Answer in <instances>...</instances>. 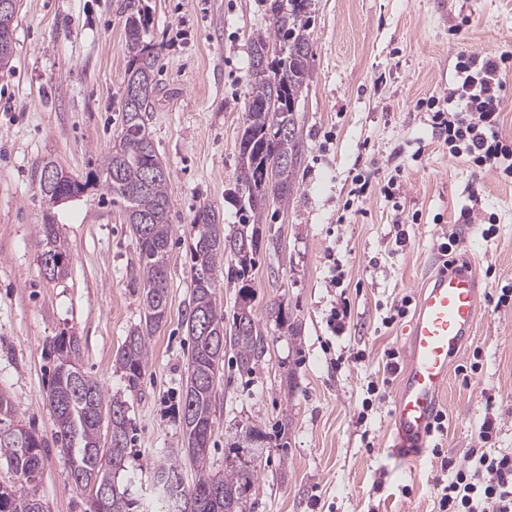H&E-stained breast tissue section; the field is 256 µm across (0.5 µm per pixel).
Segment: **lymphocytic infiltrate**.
Returning a JSON list of instances; mask_svg holds the SVG:
<instances>
[{"instance_id": "1", "label": "lymphocytic infiltrate", "mask_w": 512, "mask_h": 512, "mask_svg": "<svg viewBox=\"0 0 512 512\" xmlns=\"http://www.w3.org/2000/svg\"><path fill=\"white\" fill-rule=\"evenodd\" d=\"M511 71V51L457 52L451 87L425 102L432 132L451 156L504 180H512V137L502 133L500 115ZM441 465L451 476L438 488V512H512V452L474 448L465 464Z\"/></svg>"}]
</instances>
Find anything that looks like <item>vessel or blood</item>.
<instances>
[{
	"label": "vessel or blood",
	"instance_id": "1",
	"mask_svg": "<svg viewBox=\"0 0 512 512\" xmlns=\"http://www.w3.org/2000/svg\"><path fill=\"white\" fill-rule=\"evenodd\" d=\"M480 313L479 281L467 263L439 271L421 287L404 330L406 365L395 400L390 450L399 460L413 461L426 448L452 362L474 336Z\"/></svg>",
	"mask_w": 512,
	"mask_h": 512
}]
</instances>
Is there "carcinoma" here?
<instances>
[{"mask_svg": "<svg viewBox=\"0 0 512 512\" xmlns=\"http://www.w3.org/2000/svg\"><path fill=\"white\" fill-rule=\"evenodd\" d=\"M310 0H270L273 31L250 41V92L240 136L239 174L235 193L241 195L242 221L230 232L216 223L215 212L203 206L191 220L190 248L193 291L185 315L192 352L187 363L178 419L184 447L196 466L195 480L187 484L172 462L157 465L156 482L167 480L163 495L166 512H243L257 480L253 449L265 446L268 436L251 427L231 443L245 460L228 461L224 474L213 473L207 454L213 433V400L224 364V342L236 351L239 365L251 371L266 352V338L256 321L252 286L248 283L259 260V224L268 204L288 205L300 155L295 105L308 86L312 55L308 20ZM145 16L133 12L127 21L129 57L122 94V130L102 157L99 169L80 180L64 181L60 192L77 198L91 186H102L110 201L123 209L138 245V269L143 288V319L126 337L114 357L127 386L134 389L148 365L150 337L167 317V262L172 235L168 181L170 171L158 157L146 125L147 112L157 94V55L143 39ZM278 51L270 57L265 49ZM41 255L54 258L51 279L65 275L67 254L60 245L55 216L47 211L39 225ZM231 259V278L240 282L232 323H226L218 301L216 265ZM57 365L49 405L55 420L54 441L68 455V478L85 491L90 481L104 489V497L88 498L90 512H135V476L125 465L130 446L127 401L108 395L84 372L78 337L58 336L53 342ZM11 396L0 390V465L13 481L0 483V512H46L39 491L48 440L35 428L14 421Z\"/></svg>", "mask_w": 512, "mask_h": 512, "instance_id": "cac0c4a2", "label": "carcinoma"}]
</instances>
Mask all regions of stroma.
<instances>
[{
  "instance_id": "stroma-1",
  "label": "stroma",
  "mask_w": 512,
  "mask_h": 512,
  "mask_svg": "<svg viewBox=\"0 0 512 512\" xmlns=\"http://www.w3.org/2000/svg\"><path fill=\"white\" fill-rule=\"evenodd\" d=\"M310 2V80L296 105L299 170L287 208L263 215L270 247L251 275L266 353L246 373L225 347L208 463L223 472L234 436L256 426L273 439L256 461L246 512H436L440 459L428 451L399 464L386 451L397 384L385 385L372 409L362 402L369 387L383 385L385 350L405 349L407 319L388 327L385 316L402 298H417L442 265L440 243L453 235L458 258L476 268L484 304L459 358L479 367L466 380L451 373L439 442L458 464L484 444L512 452V309L496 312L488 302L512 282V183L449 155L416 106L452 83L457 51H512V0ZM134 3L159 55L147 126L170 171L174 233L167 318L132 389L113 359L142 318L136 239L102 188L53 208L34 171L51 161L85 178L120 132ZM269 29L265 0H20L11 68L0 71V389L22 424L52 437L50 349L60 334L78 336L84 371L128 403L126 465L138 512L165 510L156 462H176L188 482L196 474L177 419L190 354V221L209 206L225 229L240 222L228 192L239 174L249 45ZM359 176L371 182L363 198L352 194ZM393 177L403 185L395 202L382 192ZM399 208L419 214V223L395 224ZM468 208L495 214L493 235L460 221ZM49 209L71 255L66 275L52 281L38 237ZM277 307L289 328L272 316ZM341 308L348 315L337 332L331 319ZM488 417L496 428L484 443ZM68 467L50 445L40 475L49 512H84Z\"/></svg>"
}]
</instances>
